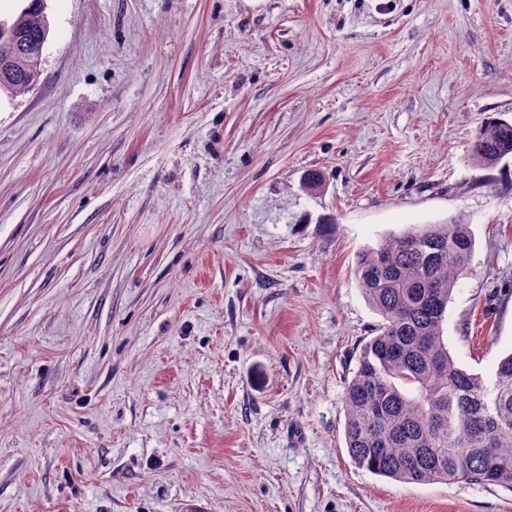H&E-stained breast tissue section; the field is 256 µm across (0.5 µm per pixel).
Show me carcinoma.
I'll return each mask as SVG.
<instances>
[{"mask_svg":"<svg viewBox=\"0 0 512 512\" xmlns=\"http://www.w3.org/2000/svg\"><path fill=\"white\" fill-rule=\"evenodd\" d=\"M0 35V61L14 59L0 94L28 91L40 77L18 50L47 41L44 0H28ZM469 157L492 170L512 158V124L489 121ZM474 248L469 224H423L358 253L354 275L381 322L362 346L343 396L344 438L355 466L401 483H469L512 490V354L492 383L459 367L443 324Z\"/></svg>","mask_w":512,"mask_h":512,"instance_id":"cac0c4a2","label":"carcinoma"}]
</instances>
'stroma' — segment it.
I'll use <instances>...</instances> for the list:
<instances>
[{
	"instance_id": "1",
	"label": "stroma",
	"mask_w": 512,
	"mask_h": 512,
	"mask_svg": "<svg viewBox=\"0 0 512 512\" xmlns=\"http://www.w3.org/2000/svg\"><path fill=\"white\" fill-rule=\"evenodd\" d=\"M0 98V512H512L357 468L358 252L468 222L444 338L512 352V0H47ZM323 176L304 186L307 171ZM510 124L492 120L475 132L469 147V157L475 167L492 170L503 159L512 158V124Z\"/></svg>"
}]
</instances>
